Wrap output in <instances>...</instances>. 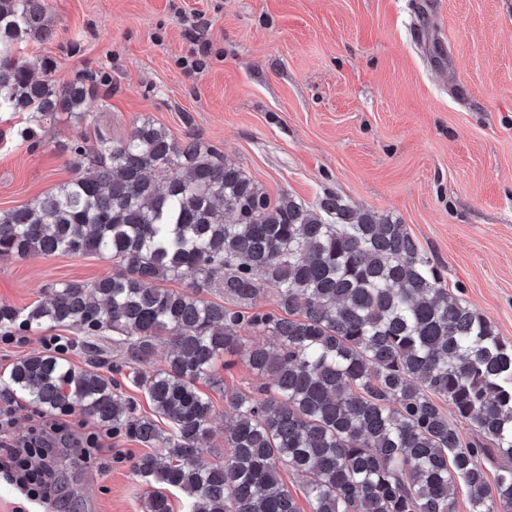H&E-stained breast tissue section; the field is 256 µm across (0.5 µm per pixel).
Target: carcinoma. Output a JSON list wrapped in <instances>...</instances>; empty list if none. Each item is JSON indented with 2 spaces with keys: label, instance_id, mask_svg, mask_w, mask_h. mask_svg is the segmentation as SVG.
Instances as JSON below:
<instances>
[{
  "label": "carcinoma",
  "instance_id": "cac0c4a2",
  "mask_svg": "<svg viewBox=\"0 0 512 512\" xmlns=\"http://www.w3.org/2000/svg\"><path fill=\"white\" fill-rule=\"evenodd\" d=\"M49 9L0 0V112L28 113L12 137L30 146L45 122L85 120L95 103V78L58 87L16 55L55 36ZM62 149L81 175L0 211V258L97 255L115 271L54 283L26 309L1 303L0 334L116 333L127 381L153 413L138 415L94 364L50 352L17 361L1 401L78 412L149 448L132 465L153 488L146 512H172L174 490L186 512H300L285 469L308 478L311 512H456L462 488L469 512H512V342L448 292L406 225L334 193L273 202L217 148L194 134L178 142L150 119L125 139ZM174 280L186 289L162 287ZM217 290L224 301L203 298ZM268 291L275 311L257 309ZM161 339L166 361L150 369ZM226 352L244 353L259 384L224 390L229 451L210 461L200 445L213 404L198 382L222 384ZM441 401L481 441L463 443Z\"/></svg>",
  "mask_w": 512,
  "mask_h": 512
}]
</instances>
